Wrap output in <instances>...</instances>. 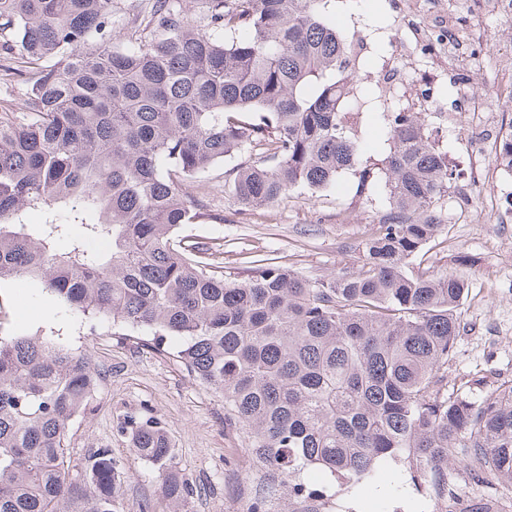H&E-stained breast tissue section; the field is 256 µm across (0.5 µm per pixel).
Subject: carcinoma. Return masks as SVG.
<instances>
[{"label": "carcinoma", "instance_id": "cac0c4a2", "mask_svg": "<svg viewBox=\"0 0 512 512\" xmlns=\"http://www.w3.org/2000/svg\"><path fill=\"white\" fill-rule=\"evenodd\" d=\"M112 4L0 0V283L37 279L72 313L178 342L264 494L326 496L299 479L312 466L377 488L405 461L441 497L469 496L448 489L450 462L512 483V383L448 389L469 283L410 269L448 222V155L424 113L385 105L390 152L362 160L359 53L328 19L335 0H147L136 38ZM256 146L224 181L243 211L344 173L384 182L361 265L307 278L256 257L228 280L179 238L204 216L185 185ZM96 384L85 355L0 338V512H118L112 450L69 457ZM129 433L183 512L194 488L161 423Z\"/></svg>", "mask_w": 512, "mask_h": 512}]
</instances>
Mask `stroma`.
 Wrapping results in <instances>:
<instances>
[{"label": "stroma", "instance_id": "35a3bbf8", "mask_svg": "<svg viewBox=\"0 0 512 512\" xmlns=\"http://www.w3.org/2000/svg\"><path fill=\"white\" fill-rule=\"evenodd\" d=\"M332 20L346 34L365 35L363 72H377L383 48L394 45L411 54V23L453 15L477 21L501 47L512 45V29L494 17L479 14L473 0H336ZM439 96L431 111L438 145L449 158L465 159L470 135L482 114L449 113L454 71L445 62L432 69ZM239 157L224 159L195 181L185 194L205 213V220L183 225L181 237L208 243L215 265L226 278H243L252 255L262 254L312 278L356 267L364 243L375 231L388 205L382 182L358 190L352 174L341 176L330 188H297L274 205L239 211L224 192V180ZM494 183L470 191L454 180L448 191V223L436 246L427 248L423 266L442 275L457 271L469 278L464 305V331L456 339L448 364V381L456 385L481 379L482 392L512 381V223H499L485 200ZM37 334L86 354L99 373L98 385L86 414L75 418L70 430L74 463L97 448H109L124 469L116 489L119 512H140L143 501H153L156 512H166L152 465L137 459L121 425L129 418L152 416L166 427L175 442L181 473L191 481L195 495L188 512H246L258 477L240 440L224 422V398L205 388L176 360L175 345L152 346L150 337L126 335L123 328L71 314L58 307L42 285L32 280L0 286V336ZM448 481L470 488L469 501L443 502L414 488L408 464L391 468L383 488L375 493L353 491L350 498L296 500L281 495V512H468L473 500H494L498 512H512V484L494 479L475 484L463 467L449 464Z\"/></svg>", "mask_w": 512, "mask_h": 512}]
</instances>
